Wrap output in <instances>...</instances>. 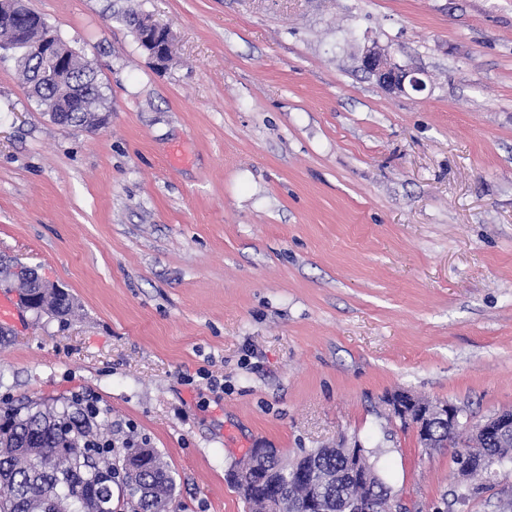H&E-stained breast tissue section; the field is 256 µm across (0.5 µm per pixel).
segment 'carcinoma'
<instances>
[{
    "label": "carcinoma",
    "instance_id": "cac0c4a2",
    "mask_svg": "<svg viewBox=\"0 0 512 512\" xmlns=\"http://www.w3.org/2000/svg\"><path fill=\"white\" fill-rule=\"evenodd\" d=\"M40 28L41 16L34 12L20 19L0 17V43L31 42ZM19 63L40 103L51 100L60 108L69 104L67 83L40 81L29 59ZM101 99L99 86L87 87L84 97L66 113L67 125H94ZM20 288L31 297V309L38 315L50 312L65 320L73 313L70 296L58 288L39 287V277L32 270ZM97 416V411L82 406L76 397L55 406L28 400L0 408V512H89L93 502L113 497L116 467L111 451L98 449L102 442ZM140 449L129 446L124 455L125 460L135 462L133 512H172V475L155 451L144 455ZM465 451L475 463V473L480 469L498 475L512 471V447L473 437ZM362 460L372 475L370 487L339 478L347 470V460L334 448L305 450L291 463L274 453L259 461L274 479L249 484L234 478L232 483L251 512H262L263 500L272 496L284 498L283 512H302L314 486L320 489V512H350L352 501L368 496L382 509L392 499V489L370 457Z\"/></svg>",
    "mask_w": 512,
    "mask_h": 512
}]
</instances>
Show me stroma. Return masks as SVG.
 Wrapping results in <instances>:
<instances>
[{
	"label": "stroma",
	"mask_w": 512,
	"mask_h": 512,
	"mask_svg": "<svg viewBox=\"0 0 512 512\" xmlns=\"http://www.w3.org/2000/svg\"><path fill=\"white\" fill-rule=\"evenodd\" d=\"M26 4L108 119L55 123L0 58V257L76 304L6 320L0 402L94 397L113 462L148 443L175 512H250L251 449L357 443L409 512H512V474L458 500L454 447L385 403L512 409V0ZM373 45L425 89L382 88ZM136 36L142 48L157 59L166 60L172 53V37L169 29L149 16H143L136 25Z\"/></svg>",
	"instance_id": "35a3bbf8"
}]
</instances>
